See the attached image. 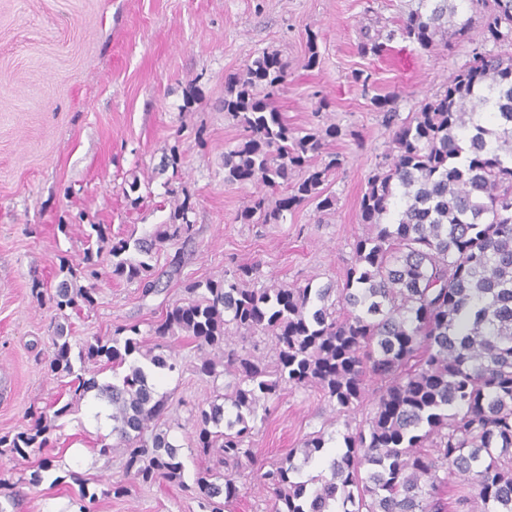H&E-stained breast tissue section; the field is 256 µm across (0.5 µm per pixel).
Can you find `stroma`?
<instances>
[{"instance_id":"1","label":"stroma","mask_w":512,"mask_h":512,"mask_svg":"<svg viewBox=\"0 0 512 512\" xmlns=\"http://www.w3.org/2000/svg\"><path fill=\"white\" fill-rule=\"evenodd\" d=\"M417 0H0V371L14 387L0 396V435L28 425L29 407L65 404L66 379L35 360L51 354L53 315L32 295L56 287L61 261L81 262L92 225L108 236L144 238L168 223L172 203L187 200L197 233L156 254L164 288L142 297L137 284L113 278L102 256L94 302L61 324L72 349L135 324L142 337L187 284L220 279L228 258L259 266L258 284L341 283L351 245L365 227L359 202L389 149L391 133L371 95L393 99L400 115L443 89L469 60L472 43L426 52L399 40L379 56L358 49L362 33L395 28ZM318 63L307 67L309 49ZM278 54L287 77L277 104L295 127L333 124L329 145L343 166L328 176L333 210L308 201L280 224H244L238 214L256 195L250 183L224 181V154L241 129L224 112L231 79L264 53ZM369 74L363 93L356 73ZM176 164H169V157ZM180 255L178 273L169 262ZM178 366L163 388L179 407L172 436L194 432L197 405L211 385L195 372L196 352L170 338ZM87 395L56 419L51 448L27 458L0 457V506L6 512H77L79 484L95 492V512H202L186 483L199 467L183 453L184 485L134 482L121 455L102 454L111 421ZM336 412L313 390L283 389L252 437L259 460L272 462L320 428L343 432ZM54 474L34 484L41 458ZM127 492L111 494L113 484Z\"/></svg>"}]
</instances>
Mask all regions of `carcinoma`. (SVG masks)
Returning a JSON list of instances; mask_svg holds the SVG:
<instances>
[{"instance_id": "carcinoma-1", "label": "carcinoma", "mask_w": 512, "mask_h": 512, "mask_svg": "<svg viewBox=\"0 0 512 512\" xmlns=\"http://www.w3.org/2000/svg\"><path fill=\"white\" fill-rule=\"evenodd\" d=\"M470 2L484 9V24L468 63L412 115L385 112L392 147L361 199L368 232L352 243L342 287L257 288L258 265L231 259L223 278L189 284L188 298L151 325L153 346L137 326H120L82 346L78 373L58 324L48 368L72 377L71 399L53 417L97 390L111 408L126 473L188 488L204 508L220 497L226 508L236 503L248 473L270 494L273 512H512V54L502 50L512 46V0ZM458 14L453 0H418L387 40L429 50L445 23L468 40L470 21L453 23ZM284 78L277 58L264 54L224 95V112L242 128L224 153V183L280 192L272 205L263 195L252 200L240 213L244 224H280L311 200L320 211L336 204L321 186L341 168L340 155L320 165L315 158L341 131L294 128L275 104ZM188 211L186 202L176 206L149 239H111L92 225L97 252L112 256V276L137 283L144 298L159 293L151 261L196 234ZM93 292L63 282L49 300L63 315L92 304ZM179 333L195 343L200 377L214 384L234 376L224 393L234 417L224 419V406L207 399L190 438V451L219 455L224 472L202 466L190 486L169 438V395L141 363L174 371L176 358L162 351ZM259 334L274 342L271 366L234 347ZM104 368L123 373L104 385L83 377ZM284 386L318 390L338 418L370 406L357 426L345 422L327 475L299 478L327 455L332 438L323 429L267 465L252 448L255 422L266 420ZM27 417L29 428L0 436L1 457L50 447L46 411L31 406ZM450 473L463 483L448 497Z\"/></svg>"}]
</instances>
